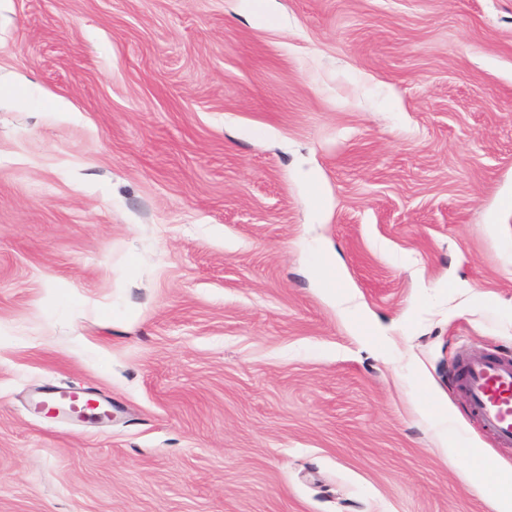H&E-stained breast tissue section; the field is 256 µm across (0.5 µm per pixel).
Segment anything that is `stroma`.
<instances>
[{"mask_svg":"<svg viewBox=\"0 0 512 512\" xmlns=\"http://www.w3.org/2000/svg\"><path fill=\"white\" fill-rule=\"evenodd\" d=\"M486 353L512 0H0V512H493ZM435 417L442 425V437L448 439V458L455 461L466 458L469 469L479 473L483 483L488 487L491 499L497 512H510L512 510V469L502 468L488 457L482 448H466L462 453L456 446L455 435L448 429V414L444 411L435 413Z\"/></svg>","mask_w":512,"mask_h":512,"instance_id":"obj_1","label":"stroma"}]
</instances>
